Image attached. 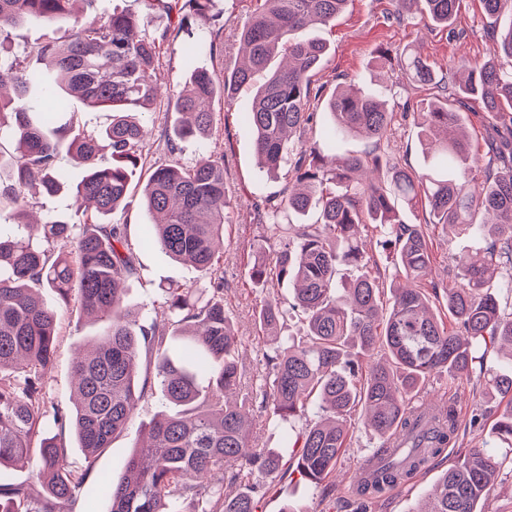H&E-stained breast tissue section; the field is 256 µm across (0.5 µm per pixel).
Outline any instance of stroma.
Wrapping results in <instances>:
<instances>
[{
  "mask_svg": "<svg viewBox=\"0 0 512 512\" xmlns=\"http://www.w3.org/2000/svg\"><path fill=\"white\" fill-rule=\"evenodd\" d=\"M253 8L252 0H216L210 12L203 16H190L180 31L168 30L166 17L156 16L146 34L151 38L160 35L165 38L158 59L163 90L174 93L181 90L187 85L190 72L195 67L219 73L235 67L242 58L239 41L241 21ZM391 9L390 0H350L333 27L314 28V35L328 40L331 45L325 68L318 75L320 82L331 88L336 83L356 78L365 91L385 85L399 102L412 106L418 100L433 97V89L412 84L400 70L381 68L378 50L396 51L417 45L430 62L443 69L453 68L463 58L481 63L499 55L498 44L489 33L492 21L479 0H460L454 24L449 28L424 24L416 15L395 21L388 17ZM69 34L70 27L65 23L29 22L0 35V57L37 70L41 67L36 55L37 47L48 38L57 44H65ZM216 38L223 41V50L214 54L206 51V44ZM190 41L201 44L202 49L189 62L185 59L183 47ZM250 109L251 93L246 89L237 92L232 103L216 99L213 103V135L207 139L181 142L177 159L180 164L189 166L208 150L224 156V181L232 199L224 238V304L231 310L242 338L239 360L248 375L256 376L262 374L265 368L263 355L271 349L262 337L257 311L269 298L288 304L293 289L285 280L257 285L247 274L258 249L267 247L270 242L268 226L259 220L255 205L277 196L285 185L283 177L267 174L257 165L253 140L242 122L243 115ZM175 121V113L167 111L165 106H156L149 112L147 122L152 131V148L144 163L131 176L128 207L118 210L113 216L114 223L126 225L128 240L136 254L137 274L127 284L125 301L132 308H144L147 317L160 320L166 317L162 305L165 288H198L205 282L195 267L178 264L158 247L145 246L141 241L142 228L150 221L141 201L142 189L152 167L170 158L166 141L173 134ZM377 147L392 159L405 161L415 169H422L426 164L413 116L397 115L391 131ZM405 220L410 224L425 225L432 243L433 281L443 289L452 287L457 279L458 257L485 245L481 237L458 236L441 225L429 223L428 213L421 206L406 209ZM96 332V327L80 315L76 305L60 310L56 355L46 383L49 400L69 403L74 390L71 365L75 351L90 344ZM452 396L457 399L461 423L455 447L448 449L408 484L388 490L373 505L372 512H416L439 476L461 452L482 447L487 441V432L470 427V417L476 408L497 411L503 408L504 403L498 396L485 395L477 379L436 373L421 381L413 400L435 407ZM161 409L159 395H146L139 402L125 432L90 460L77 448L70 428H62L61 441L68 450L69 465L84 474L89 485L104 473L121 476L134 445L142 440L150 422ZM348 443L349 447L336 468L335 490L329 492L308 485L294 475L259 476L252 480L256 512H285L291 504L300 512H351L354 489L348 481L379 446L380 439L355 413L351 416Z\"/></svg>",
  "mask_w": 512,
  "mask_h": 512,
  "instance_id": "1",
  "label": "stroma"
}]
</instances>
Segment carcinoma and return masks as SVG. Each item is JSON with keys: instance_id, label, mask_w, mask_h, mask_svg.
Masks as SVG:
<instances>
[{"instance_id": "carcinoma-1", "label": "carcinoma", "mask_w": 512, "mask_h": 512, "mask_svg": "<svg viewBox=\"0 0 512 512\" xmlns=\"http://www.w3.org/2000/svg\"><path fill=\"white\" fill-rule=\"evenodd\" d=\"M94 2L0 0V34L34 20L67 21L71 28L64 49L53 42L37 48L43 72L0 57V129L10 117L15 140L11 154H0V211L8 207L23 217L25 190L35 182L47 194L58 192L68 182L57 167L61 153L73 154L84 168L71 187L82 206L78 221L48 218L38 242L25 234L27 224H0V466L31 465L43 488V497L34 499L24 486L0 481V512H52L82 490L103 512H182L177 490L192 497V512H254L249 493L224 495V481L276 477L286 462L281 453L256 445L250 416L260 410L292 421L305 414L312 393L322 415L292 443V472L310 485L324 486L336 472L354 410L380 438H404V447L383 443L365 463L356 512H370L386 491L408 483L456 445L455 405L427 416L410 409L418 383L439 370L468 378L476 347L500 342L508 345V371L487 375L483 386L508 398L489 436L511 448L512 312H505L491 288L494 270L512 273V72L493 59L478 65L462 60L458 69L466 76L452 83L418 52L380 51L383 63L438 89L416 112L430 155L423 170L378 150L326 154L318 141L302 140L321 105L331 116L327 137L334 141L358 134L378 144L394 121L396 112L376 92L335 88L326 96L325 85L317 83L331 46L308 30L333 24L349 0H256L240 32L247 61L222 77L196 69L185 90L170 97L167 108L178 114L167 141L173 156L179 142L212 134L215 99L228 103L240 89L255 87L244 122L256 156L270 175L288 168L281 195L264 204L275 248L261 251L248 275L257 283H292L289 309L268 299L259 323L273 333L290 310L302 322L305 341L286 340L273 354H263L265 373L244 389L241 337L224 308L220 275L230 206L224 155L206 152L186 167L175 160L162 164L144 188L146 209L155 215L145 226L146 242L207 276L198 292L168 288L167 324L125 304L126 283L137 271L135 255L125 227L111 223L129 197V171L150 150L143 117L160 94L157 62L167 32L149 38L146 28L156 14L179 30L187 17L173 13L170 0H144L142 13L111 15L97 14ZM480 2L493 19L501 55L512 61V0ZM390 3L398 20L419 7L431 22L448 26L459 0ZM259 75L263 82L256 86ZM46 77L52 87L36 112L27 89ZM471 97L481 99L506 133L482 160L460 119ZM73 100L111 112L110 123L95 131L63 121ZM397 200L424 203L431 224L488 240L483 252L460 261L459 282L446 291L451 329L431 310L424 286L432 264L428 236L421 225L405 223ZM478 212L480 224L473 221ZM286 213L311 214L314 221L279 223ZM368 224L383 229L387 258L412 283L392 289L387 308L372 272L375 261L359 238ZM342 267L357 271L348 283L338 279ZM43 288L53 292L57 305L45 302ZM73 300L81 315L104 322V330L74 358L75 399L67 412L47 400L44 375L53 365L57 307ZM143 350L154 355L160 394L174 410L152 421L148 441L135 445L119 479L104 475L86 490L83 477L68 466L67 448L48 429L71 423L77 447L89 459L110 447L145 396L138 376ZM377 350L386 360L363 372L362 356ZM502 467L494 448L469 449L418 512H478Z\"/></svg>"}]
</instances>
